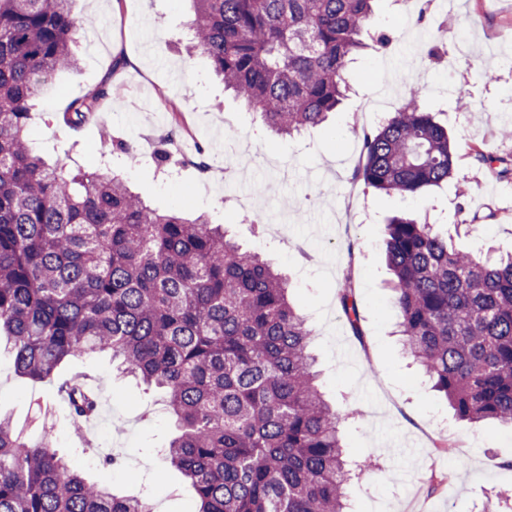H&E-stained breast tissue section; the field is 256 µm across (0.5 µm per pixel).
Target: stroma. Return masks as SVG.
I'll return each instance as SVG.
<instances>
[{
  "instance_id": "1",
  "label": "stroma",
  "mask_w": 512,
  "mask_h": 512,
  "mask_svg": "<svg viewBox=\"0 0 512 512\" xmlns=\"http://www.w3.org/2000/svg\"><path fill=\"white\" fill-rule=\"evenodd\" d=\"M85 36L77 70L53 77L40 98L30 136L49 160L92 167V152L110 129L131 144L149 136V156L138 157L126 175L151 205L186 215H209L226 225L244 248L260 253L289 276L292 296L315 336L320 385L341 414L349 459L369 458L373 470L347 488L349 512H512V430L487 420L457 422L446 401L421 380L396 333L391 273L384 257L386 224L408 213L475 254L512 250V181L495 182L468 148L512 155V0H430L412 42L403 26L401 0H378L374 27L387 30L388 48L367 45L349 64V91L324 124L293 137L266 130L211 74L200 54L182 47L192 17L188 0H74ZM459 22L467 42L444 29ZM131 61L113 73L116 56ZM410 57L413 82L424 89L420 105L447 126L458 156L448 182L414 196L387 194L352 181L363 160L362 135L380 121L362 104L391 82L395 65ZM128 86L99 116L77 125L62 119L68 104L102 83ZM165 89L186 113L198 145L237 159L233 178L213 184L187 166L174 179L157 174L152 156L162 121L156 92ZM353 269L360 330L352 332L338 307L346 269ZM85 373L99 397V411L82 432L71 428L67 404L56 386L19 377L9 343L0 344V414L26 440L50 437L69 454L88 442L92 459L75 458L90 476H108L124 494L149 486L160 512H192L187 480L158 453L176 433L164 394L118 373L110 355L65 364L62 378ZM451 441L464 468L447 471L436 449ZM119 456L122 470L102 471L96 457ZM447 474L439 491L432 475Z\"/></svg>"
}]
</instances>
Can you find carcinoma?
<instances>
[{
	"instance_id": "cac0c4a2",
	"label": "carcinoma",
	"mask_w": 512,
	"mask_h": 512,
	"mask_svg": "<svg viewBox=\"0 0 512 512\" xmlns=\"http://www.w3.org/2000/svg\"><path fill=\"white\" fill-rule=\"evenodd\" d=\"M188 51L277 135L322 124L346 97L375 0H191ZM73 0H0V334L16 373L53 381L66 362L108 353L164 391L180 433L163 459L192 484L197 512H346L351 477L339 413L318 386L313 332L290 283L206 214L149 206L109 165L67 172L30 143L34 101L77 66ZM105 82L72 100L76 124L103 110ZM404 106L362 136L353 179L411 196L448 179L447 130ZM159 167L176 162L167 146ZM99 152L132 159L125 142ZM498 179L512 155L472 148ZM403 347L460 421L512 427V253L485 262L411 217L386 225ZM339 303L354 333L351 275ZM72 419L98 411L81 380L61 386ZM0 512H148V500L83 476L44 439L0 416Z\"/></svg>"
}]
</instances>
